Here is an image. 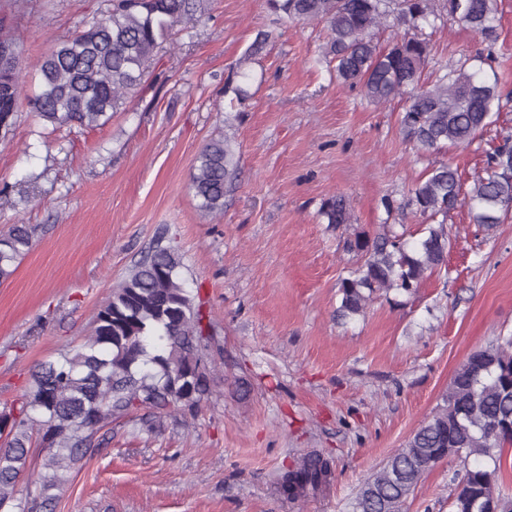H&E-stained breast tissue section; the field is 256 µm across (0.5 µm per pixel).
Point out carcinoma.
I'll list each match as a JSON object with an SVG mask.
<instances>
[{"label": "carcinoma", "instance_id": "obj_1", "mask_svg": "<svg viewBox=\"0 0 512 512\" xmlns=\"http://www.w3.org/2000/svg\"><path fill=\"white\" fill-rule=\"evenodd\" d=\"M205 0H112V11L74 36L56 43L39 64V90L27 96L29 111L55 130L105 125L126 95L145 82L158 49L176 27L197 20ZM387 0H266L281 25L316 22L328 31L322 56L335 63L339 80L360 87L383 105L406 97L401 130L422 158L435 150L465 147L493 123L501 108L497 84L482 68L460 67L433 82L422 79L430 41L409 35L439 19L433 0H401L397 25L407 32L383 46L374 29ZM448 15L488 43L477 57H493L498 0H446ZM271 33L261 31L234 63L249 78L253 61ZM0 130L15 123L21 94V51L0 28ZM236 148L218 135L199 152L189 188L205 214L224 211V199L239 175ZM408 205L423 218L408 239L387 229L373 237L357 234L347 249L361 263L341 277L336 319L362 316L370 302L394 290L417 294L426 275L448 265V213L468 207L472 223L488 233L512 214V136L486 154L482 172L462 191L458 170L448 163L425 168L411 188ZM326 223L352 222L346 198L324 200ZM36 228L14 224L0 234V281L9 279L33 246ZM158 234L98 310L90 334L55 360L38 364L18 410L0 411V512H37L53 500L49 491L63 473L95 454L112 419L133 410L155 414L171 408L197 410L209 391L207 357L213 336L203 324L195 297L184 287L180 254ZM46 452L45 472L16 497L19 479L30 471V448ZM512 445V335L498 336L471 353L453 375L444 406L428 418L361 486L352 512H404L425 474L443 461H457L453 512H512V497L500 488L505 446ZM328 459L308 454L280 473L275 490L296 501L330 485Z\"/></svg>", "mask_w": 512, "mask_h": 512}]
</instances>
